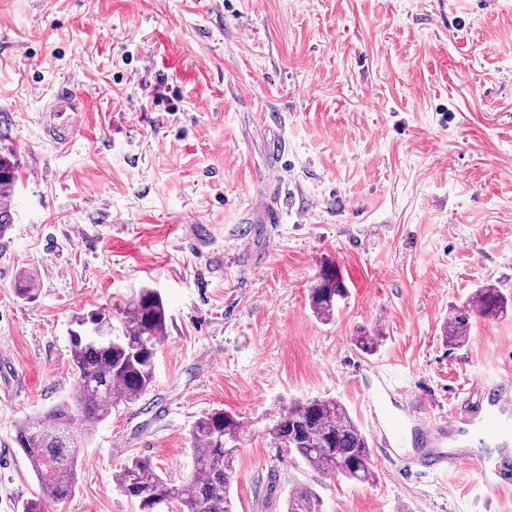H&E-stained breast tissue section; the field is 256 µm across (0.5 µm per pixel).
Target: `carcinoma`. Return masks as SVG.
Returning <instances> with one entry per match:
<instances>
[{"label":"carcinoma","mask_w":512,"mask_h":512,"mask_svg":"<svg viewBox=\"0 0 512 512\" xmlns=\"http://www.w3.org/2000/svg\"><path fill=\"white\" fill-rule=\"evenodd\" d=\"M18 181L14 155L0 156V236L7 233L12 216L10 202ZM36 275L22 273L13 288L17 297L30 300L38 293ZM347 288L330 265L319 273L310 288V307L316 316L330 322L338 300ZM508 299L490 285L480 288L473 304L457 310L444 327L449 344L468 339L475 314L497 316ZM167 314L160 294L142 288L112 325V314L98 308L77 324L94 338L70 337V365L76 375L78 395L16 426L14 440L28 461L39 486L38 496L26 512H46L70 496L76 479L79 449L87 428L104 421L112 410L139 401L154 376L157 344L166 330ZM118 335H112L113 331ZM245 430L242 422L222 409L199 418L192 429L193 476L182 483L164 480L147 458L134 457L115 474L117 490L138 504V512H236L231 494L235 461ZM265 434L277 448L298 455L313 471L340 476L361 484L376 480L366 435L346 407L333 398L293 400L268 418ZM313 491L299 487L288 495L285 512H316Z\"/></svg>","instance_id":"obj_1"}]
</instances>
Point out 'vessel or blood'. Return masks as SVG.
Wrapping results in <instances>:
<instances>
[{"mask_svg": "<svg viewBox=\"0 0 512 512\" xmlns=\"http://www.w3.org/2000/svg\"><path fill=\"white\" fill-rule=\"evenodd\" d=\"M472 408L464 413H452L447 426L460 436L490 439L507 444L512 439V380L504 379L487 386L481 379L473 380L468 390ZM382 397H370L366 406L370 425L381 436L382 446H389L404 422L381 409ZM424 466L432 471H445L461 465L473 466L488 485L497 489L512 487V466L492 456L467 453L455 448H441L426 456Z\"/></svg>", "mask_w": 512, "mask_h": 512, "instance_id": "b4317fda", "label": "vessel or blood"}]
</instances>
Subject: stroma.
<instances>
[{"mask_svg": "<svg viewBox=\"0 0 512 512\" xmlns=\"http://www.w3.org/2000/svg\"><path fill=\"white\" fill-rule=\"evenodd\" d=\"M83 95L67 139L47 108ZM19 181L0 238V512L38 484L14 442L72 400L77 317L156 289L167 312L154 382L79 452L61 512H138L113 477L135 457L187 479L195 421L246 425L239 512H512L469 466L424 469L413 433L373 447V484L316 473L265 419L333 397L368 428L383 380L406 426L464 408L476 376L512 375V308L443 327L477 288L512 295V0H0V154ZM270 199L282 214L262 222ZM250 242L240 245L239 235ZM348 287L333 322L308 292ZM22 270L40 291L19 299ZM381 334L376 352L359 332ZM347 296L344 280L336 268L325 266L319 273L313 287L310 288V307L316 316L324 321L331 322L336 313L338 300ZM316 496L308 487H299L288 495L285 512H315Z\"/></svg>", "mask_w": 512, "mask_h": 512, "instance_id": "35a3bbf8", "label": "stroma"}]
</instances>
